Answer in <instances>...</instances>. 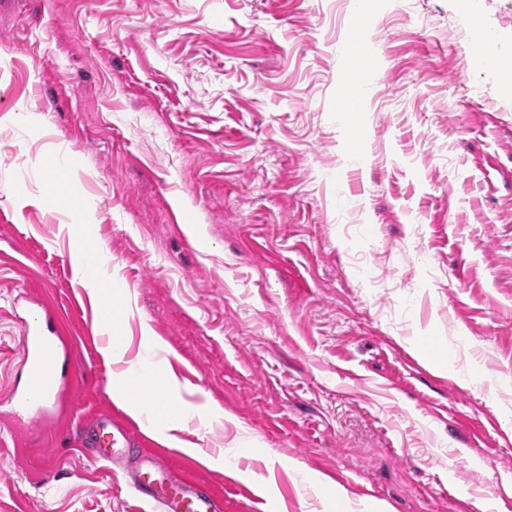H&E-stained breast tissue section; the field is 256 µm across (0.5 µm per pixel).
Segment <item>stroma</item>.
<instances>
[{
	"label": "stroma",
	"mask_w": 512,
	"mask_h": 512,
	"mask_svg": "<svg viewBox=\"0 0 512 512\" xmlns=\"http://www.w3.org/2000/svg\"><path fill=\"white\" fill-rule=\"evenodd\" d=\"M415 3L0 0V431L19 441L0 447V512H154L73 447L82 413H123L75 206L130 295L128 359L150 327L182 400L226 414L180 439L260 449L200 465L224 512H326L338 487L348 512H512V96L452 45L456 0ZM470 5L512 59V0ZM353 40L375 58L361 98ZM27 292L67 311L86 370L44 482L5 404Z\"/></svg>",
	"instance_id": "35a3bbf8"
}]
</instances>
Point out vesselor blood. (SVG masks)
I'll return each mask as SVG.
<instances>
[{
  "label": "vessel or blood",
  "instance_id": "1",
  "mask_svg": "<svg viewBox=\"0 0 512 512\" xmlns=\"http://www.w3.org/2000/svg\"><path fill=\"white\" fill-rule=\"evenodd\" d=\"M21 352L27 375L13 389L9 403L16 423L35 429L58 418V407L79 391L77 375H64L59 352L66 342L55 324L54 312L29 300L23 306ZM79 437H91L100 462L123 467L128 486L142 498L157 503L161 512H224V498L206 486L194 461L184 460L180 471L161 463L139 445V430L111 414L84 413L78 422Z\"/></svg>",
  "mask_w": 512,
  "mask_h": 512
}]
</instances>
